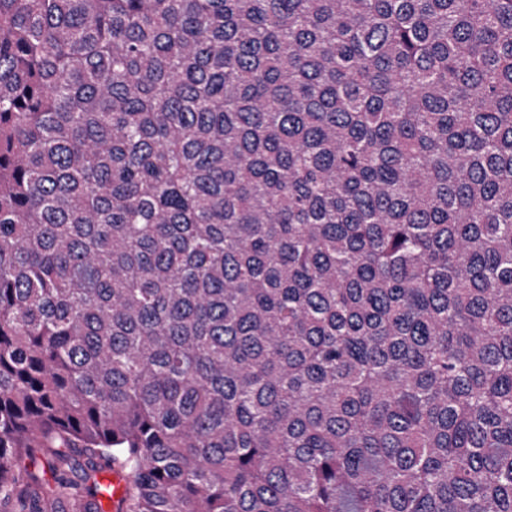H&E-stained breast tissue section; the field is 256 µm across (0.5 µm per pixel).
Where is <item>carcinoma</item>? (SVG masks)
<instances>
[{"mask_svg":"<svg viewBox=\"0 0 512 512\" xmlns=\"http://www.w3.org/2000/svg\"><path fill=\"white\" fill-rule=\"evenodd\" d=\"M114 469L512 512V0H0V512Z\"/></svg>","mask_w":512,"mask_h":512,"instance_id":"1","label":"carcinoma"}]
</instances>
